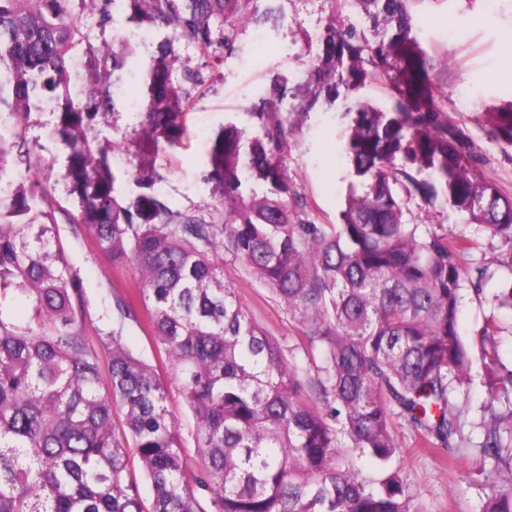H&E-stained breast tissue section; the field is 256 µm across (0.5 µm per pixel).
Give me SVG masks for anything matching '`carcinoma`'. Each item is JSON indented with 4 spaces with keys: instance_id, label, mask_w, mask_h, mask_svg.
Segmentation results:
<instances>
[{
    "instance_id": "cac0c4a2",
    "label": "carcinoma",
    "mask_w": 512,
    "mask_h": 512,
    "mask_svg": "<svg viewBox=\"0 0 512 512\" xmlns=\"http://www.w3.org/2000/svg\"><path fill=\"white\" fill-rule=\"evenodd\" d=\"M261 0H0V512H412L394 460L393 417L450 449L474 357L499 369L496 325L460 333L462 291L485 277L469 259L474 241L421 230L406 204L442 200L469 224L512 243V198L479 176L469 137L443 115L426 52L413 34L418 0H328L329 21L303 85L274 76L250 117L254 131L224 125L208 151L219 196L177 210L158 176L123 175L112 147L88 130L115 110L112 78L130 65L110 43H92L114 13L169 36L141 70L144 121L126 142L143 155L178 147L190 99L214 82L210 61L233 56ZM355 9L358 25L336 21ZM201 59L174 75L180 49ZM380 81L381 107L359 97ZM62 100L56 135L67 151L75 211L23 180L25 124L42 97ZM352 97L343 152L349 189L336 224L309 219L288 176V137L319 102ZM294 104L283 109L287 100ZM490 137L512 145V110ZM267 186L245 192L248 180ZM86 227L112 264L136 265L147 327L194 426L195 462L168 406V380L134 355L122 328L108 333L107 384L88 346L80 282L55 213ZM298 322L304 363L253 318L224 281V255ZM28 304L24 317L12 308ZM512 369L488 385L482 451L512 474ZM372 457L364 475L342 453ZM153 496L142 497L132 459ZM482 512H512V492L489 487Z\"/></svg>"
}]
</instances>
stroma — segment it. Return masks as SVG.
<instances>
[{
    "instance_id": "obj_1",
    "label": "stroma",
    "mask_w": 512,
    "mask_h": 512,
    "mask_svg": "<svg viewBox=\"0 0 512 512\" xmlns=\"http://www.w3.org/2000/svg\"><path fill=\"white\" fill-rule=\"evenodd\" d=\"M273 7L279 23L250 26L242 36L241 51L218 65L210 90L194 98L181 145L175 149L159 145L147 158L160 176L157 190L173 208L186 210L211 203L215 186L207 179L210 141L226 123L250 126L253 106L272 74L283 75L292 86L306 76L317 51L316 37L331 13L329 0H274ZM412 12L432 84L447 104L449 120L471 138L476 172L512 194V146L489 139L485 133L488 112L512 104V75L506 73L512 64V0H417ZM165 36L160 29L129 25L120 15L104 34L115 48H129L142 58L156 53ZM351 106V100L342 97L331 105L319 102L289 140L288 172L318 224L336 223L349 192L351 178L341 145ZM60 110L59 100L46 96L40 110L32 113L25 136L37 161L31 181L61 200L68 185L66 151L53 133ZM142 119L140 77L124 75L117 110L97 123V138L103 143L123 141ZM406 217L425 228L441 227L476 240L472 259L486 268L487 275L480 291L465 293L462 334L473 336L485 318H494L499 326L501 361L512 369V310L497 308L493 300L499 288L512 280V272L498 264L500 255L512 251V245L488 238L442 202L428 208L409 201ZM57 224L82 286L84 333L100 367L109 364L107 334L116 326L122 327L135 353L157 362L159 348L142 319L121 318L116 310L118 300L140 286L136 266L113 265L98 251L84 226L62 218ZM224 278L235 285L256 321L284 348L298 346L297 323L262 284L231 261L224 264ZM487 375L485 365L474 361L463 388L467 404L452 450L424 446L406 419L394 418V434L403 450L401 469L415 512H481L489 486H506L493 459L480 452Z\"/></svg>"
}]
</instances>
